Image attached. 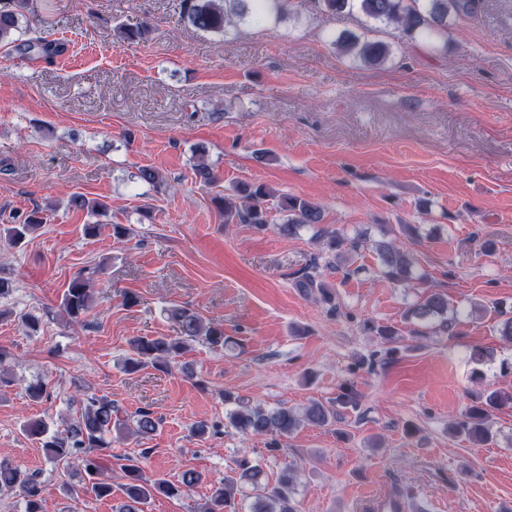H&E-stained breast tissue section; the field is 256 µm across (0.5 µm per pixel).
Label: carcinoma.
<instances>
[{"mask_svg":"<svg viewBox=\"0 0 512 512\" xmlns=\"http://www.w3.org/2000/svg\"><path fill=\"white\" fill-rule=\"evenodd\" d=\"M314 3L322 14L331 18L357 10L375 23L394 25L403 39L419 42L433 53L447 49L448 17L472 18L477 15L479 6L478 0H314ZM28 4L29 0H0V45L8 46L27 58L58 52L57 41L47 39L42 32L24 22ZM285 4L286 0H182L181 18L197 31L222 36L228 27L242 25L249 19H262L268 14L280 16ZM150 32L151 27L147 24L117 30L120 40L129 43L144 39ZM327 41L340 55L372 65L385 62L392 52L391 44L371 39L366 32H342L337 36L330 33ZM194 170L196 179L203 186L209 187L217 182L213 170L203 159H198ZM136 178L154 188L163 183L162 174L153 167L140 168ZM275 212L282 215L281 222L276 225L281 236L292 238L304 227L317 228L319 239L323 241L322 249L328 255L325 267L351 273L348 269L349 257L364 246L366 238L358 236L348 239L338 230L322 228L324 214L319 204L295 196L279 195L263 184L241 183L234 187V194L224 195V219L227 224L242 220L257 230H264L274 223ZM41 224L43 219L31 213L20 223L3 228V233L6 239L17 245ZM372 248L377 257V270L384 279L403 284L425 278V275L416 273L413 256L394 242L375 241ZM296 286L306 295L317 292L324 301L332 302V295L318 273L303 275ZM93 299L89 279L79 275L64 292L60 309L71 321L79 322L91 308ZM486 313L487 309L482 304H476L464 313L453 306L445 292L429 287L406 308L404 319L421 326L415 331L417 338L425 336L428 330L446 331L448 335L455 336L456 328L464 319ZM493 313L494 331L502 341L512 344V304L495 303ZM168 315L177 323L179 335L133 340L131 356L126 361L129 370L147 367L166 369L172 360L187 350L190 341L200 336L206 337L214 345L226 344L223 327L205 322L198 313L176 306L168 310ZM364 330L381 340L386 346L388 358L393 359L398 355L403 340L402 327L395 323L367 322ZM469 359L476 365L473 379L478 382L482 377L480 367L493 361L494 353L487 347L475 345L471 347ZM470 400L462 418L448 426V434L456 439L484 445L494 437L492 417L495 411L512 405V394L485 389L471 394ZM224 402L232 404L226 414L230 426L243 435L269 438L268 447L272 449L279 448L280 439L292 435L302 425H332L340 419L338 407L358 406L354 396L347 392L332 402L315 401L301 412L285 404L271 409L251 405L229 393L224 394ZM112 412L114 407L111 400L92 397L81 416L63 430L50 435L47 425L40 420L23 425V432L30 437L44 438L42 447L49 456L80 466L91 480L92 492L98 497H107L113 493L112 483L100 478L105 464L103 458L92 453V450L109 447L106 435L112 429ZM134 422L135 432L142 437L153 434L159 424L147 409L138 411ZM147 454L148 451L144 450L138 456L124 457L121 471L125 482L119 485L120 502L114 512H145V507L155 494L174 497L181 492V487H191L200 482L201 474L192 470L183 473L179 485L163 479L149 482L142 473ZM295 478L296 470L287 468L272 482L266 477L260 463L242 459L236 463L235 469L224 476V483L212 492L198 512H238L235 499L242 486H248L252 491L250 512H297L294 504ZM1 490L22 495L26 501V512H48L38 474L24 471L2 459Z\"/></svg>","mask_w":512,"mask_h":512,"instance_id":"1","label":"carcinoma"}]
</instances>
